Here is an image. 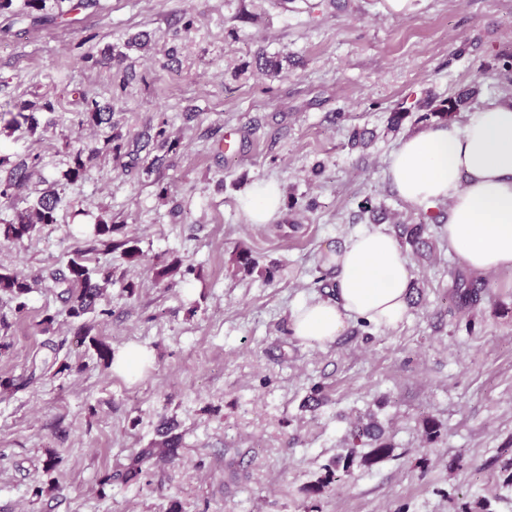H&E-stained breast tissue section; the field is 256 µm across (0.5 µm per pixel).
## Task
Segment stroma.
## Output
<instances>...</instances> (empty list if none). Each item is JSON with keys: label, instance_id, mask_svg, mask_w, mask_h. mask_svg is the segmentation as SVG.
Masks as SVG:
<instances>
[{"label": "stroma", "instance_id": "35a3bbf8", "mask_svg": "<svg viewBox=\"0 0 512 512\" xmlns=\"http://www.w3.org/2000/svg\"><path fill=\"white\" fill-rule=\"evenodd\" d=\"M46 2L44 25L27 0L0 11V111L32 103L38 120L0 133L11 162H38L24 196L0 197V223L51 182L62 198L53 227L0 241V269L31 285L24 309L0 300V379L15 383L0 394V512H459L478 501L512 512V275H482L480 303L460 304L468 269L448 251L447 205L414 209L386 176L428 97L477 84L480 101L512 98V0H414L401 15L384 0H64L63 17ZM88 99L110 123L80 124ZM395 111L406 114L396 130ZM112 135L124 154L106 151ZM76 148L90 175L67 183ZM261 181L282 203L254 224L243 203ZM368 197L372 215L359 209ZM99 217L136 240V258L72 235ZM423 221L432 249L408 258L402 322L353 319L324 345L294 336L299 305L334 297L314 283L327 248ZM241 247L274 278L237 270ZM77 250L89 268L116 269L93 334L116 353L146 348L137 375L74 344L52 275ZM56 358L69 371L29 381L32 364ZM370 410L391 455L308 495ZM166 428L182 437L177 457L123 481Z\"/></svg>", "mask_w": 512, "mask_h": 512}]
</instances>
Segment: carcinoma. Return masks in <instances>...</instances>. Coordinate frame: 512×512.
Masks as SVG:
<instances>
[{"label": "carcinoma", "instance_id": "cac0c4a2", "mask_svg": "<svg viewBox=\"0 0 512 512\" xmlns=\"http://www.w3.org/2000/svg\"><path fill=\"white\" fill-rule=\"evenodd\" d=\"M479 95V88L474 86L457 94L455 97L444 99L439 103L429 98L425 106L431 111L422 115L427 120L434 116L444 121L451 120L456 112L468 107ZM87 109L79 113V124L99 126L110 122V117L102 112L99 104L95 102L86 103ZM5 121L6 128L18 130L27 126L30 131H35L38 125L37 119L32 114L18 112L16 114L1 113L0 121ZM84 150L76 149L73 155V165L65 172L64 177L70 182L84 179L89 174L88 161L83 159ZM36 164H28L21 161L12 165L4 183H0V196L12 197L23 194L33 176V169ZM60 202L59 192L50 190L40 195L35 202L27 207L16 211L12 220L0 224V238L13 244H21L39 232L42 227L57 223V208ZM121 226L112 224L102 218L96 223L87 226L84 233L93 237L107 252L122 250L124 256L132 259L139 253L136 242L124 238L117 240L114 235L119 233ZM427 225L425 224H403L399 237L405 239L413 250L418 253L420 248L428 245L425 239ZM56 282L65 288L69 307L66 310V317L71 319L74 327V334L82 338H90L100 359L112 362V349L105 342L90 336L93 326L84 320L85 315L95 312L101 304L105 288L112 283V269L100 268L91 270L86 265L85 254L77 251L69 258L66 264V273L60 275ZM457 287L462 289V300L464 304L475 306L481 299V287L475 281H468L459 278ZM30 285L26 280L11 273L0 272V295H8L18 300V309L25 307L21 298L29 292ZM350 448L347 454L336 457L324 466V475L316 483L310 485L306 492L310 495H319L325 491L330 484L340 480L341 476L347 475L355 462L372 464L388 457L392 446L384 439V430L371 413L366 418L357 420L349 431ZM365 448L367 452L362 453L360 449ZM155 455V449L143 448L133 455L130 464L125 471V479L133 480L142 471V466L150 461Z\"/></svg>", "mask_w": 512, "mask_h": 512}]
</instances>
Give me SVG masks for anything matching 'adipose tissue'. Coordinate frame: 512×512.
I'll use <instances>...</instances> for the list:
<instances>
[{
    "label": "adipose tissue",
    "instance_id": "adipose-tissue-1",
    "mask_svg": "<svg viewBox=\"0 0 512 512\" xmlns=\"http://www.w3.org/2000/svg\"><path fill=\"white\" fill-rule=\"evenodd\" d=\"M389 180L412 207L448 206V248L479 274L512 272V98L488 101L464 126H431L409 134L393 154ZM281 189L253 185L245 200L251 223L279 212ZM336 269L335 301L302 304L291 317L295 336L332 342L351 319L379 327L402 320L410 271L395 237L363 231L329 249Z\"/></svg>",
    "mask_w": 512,
    "mask_h": 512
}]
</instances>
